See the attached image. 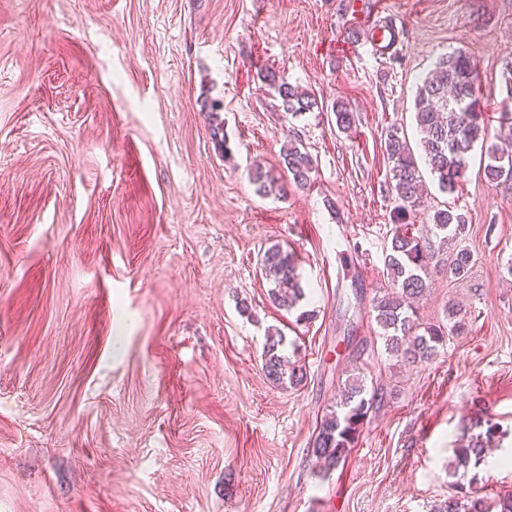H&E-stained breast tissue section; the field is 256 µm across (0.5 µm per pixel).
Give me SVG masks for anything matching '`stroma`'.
Returning a JSON list of instances; mask_svg holds the SVG:
<instances>
[{"label": "stroma", "instance_id": "stroma-1", "mask_svg": "<svg viewBox=\"0 0 512 512\" xmlns=\"http://www.w3.org/2000/svg\"><path fill=\"white\" fill-rule=\"evenodd\" d=\"M458 50L498 128L512 0H0V512H429L512 493V182L489 181L480 151L458 192L426 177L406 218L466 214L467 272L434 273L419 303L444 324L463 301L465 332L410 367L358 352L398 215L385 131L423 161L416 86ZM266 68L324 112H283ZM291 136L310 184L257 195L248 170L287 178ZM275 244L305 290L292 309L260 270ZM270 328L301 385L266 379ZM357 358L383 399L324 478L310 440ZM486 431L491 455L450 469L463 433ZM210 112V127H211V137L214 141L215 145L221 149V153L224 156L228 155L230 152V148L227 144V139L224 134V120L221 119L220 113L223 111V103L219 101H213L211 104L207 105ZM280 156L283 167L288 171L296 187L303 188L310 184L317 165L313 157L305 151L300 140L289 139L281 148Z\"/></svg>", "mask_w": 512, "mask_h": 512}]
</instances>
